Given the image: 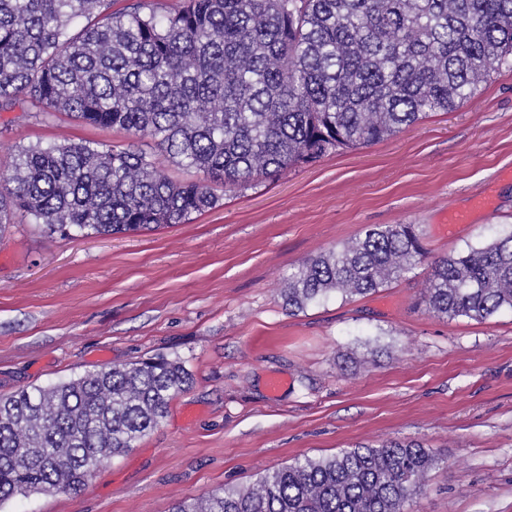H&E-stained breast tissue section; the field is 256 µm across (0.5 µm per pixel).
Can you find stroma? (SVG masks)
<instances>
[{"mask_svg":"<svg viewBox=\"0 0 512 512\" xmlns=\"http://www.w3.org/2000/svg\"><path fill=\"white\" fill-rule=\"evenodd\" d=\"M6 121L0 162L38 143L155 153L62 112H0ZM452 210L469 221L447 234ZM374 224L417 225L424 261L368 296L288 313L292 268ZM511 231L512 68L458 110L224 192L187 224L112 237L10 225L0 396L157 357L182 361L191 380L84 487L15 496L0 512H172L295 459L390 439L441 456L407 512H512V310L448 319L420 303L435 260Z\"/></svg>","mask_w":512,"mask_h":512,"instance_id":"stroma-1","label":"stroma"}]
</instances>
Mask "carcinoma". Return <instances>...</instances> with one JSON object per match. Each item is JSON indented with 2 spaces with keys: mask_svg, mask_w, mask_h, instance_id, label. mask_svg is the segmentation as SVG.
<instances>
[{
  "mask_svg": "<svg viewBox=\"0 0 512 512\" xmlns=\"http://www.w3.org/2000/svg\"><path fill=\"white\" fill-rule=\"evenodd\" d=\"M506 67L512 0H0V112H63L203 174L175 181L152 155L99 143L22 146L0 182V232L18 216L64 235L186 224L219 203L216 184L244 188L392 137ZM424 255L415 225H370L299 264L281 297L295 313L330 293L368 295ZM422 302L478 321L512 309V231L436 261ZM189 382L161 358L1 396L0 504L83 487ZM439 461L389 440L297 459L173 512H405Z\"/></svg>",
  "mask_w": 512,
  "mask_h": 512,
  "instance_id": "obj_1",
  "label": "carcinoma"
}]
</instances>
